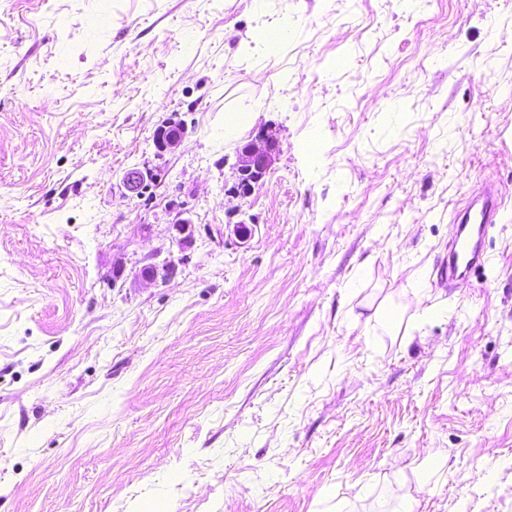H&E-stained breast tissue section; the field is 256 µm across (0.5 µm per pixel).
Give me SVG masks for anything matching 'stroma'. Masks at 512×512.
Instances as JSON below:
<instances>
[{
    "label": "stroma",
    "instance_id": "35a3bbf8",
    "mask_svg": "<svg viewBox=\"0 0 512 512\" xmlns=\"http://www.w3.org/2000/svg\"><path fill=\"white\" fill-rule=\"evenodd\" d=\"M488 183L489 260L448 288ZM408 497L512 512V0H0V512ZM186 134L185 129L175 122L160 125L154 133V143L159 153L177 149ZM276 151V141L272 137L260 139V143L250 142L243 146L235 164L234 192L247 197L264 178ZM501 207L502 200L489 188L470 197L457 211L454 218L456 234L448 243L445 263L448 288H457L484 267L487 260L485 240L489 230L497 224Z\"/></svg>",
    "mask_w": 512,
    "mask_h": 512
}]
</instances>
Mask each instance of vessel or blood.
Here are the masks:
<instances>
[{
  "label": "vessel or blood",
  "mask_w": 512,
  "mask_h": 512,
  "mask_svg": "<svg viewBox=\"0 0 512 512\" xmlns=\"http://www.w3.org/2000/svg\"><path fill=\"white\" fill-rule=\"evenodd\" d=\"M502 201L493 189L472 196L457 211L456 234L448 244L445 263L449 287H457L484 267L485 240L500 217Z\"/></svg>",
  "instance_id": "1"
}]
</instances>
